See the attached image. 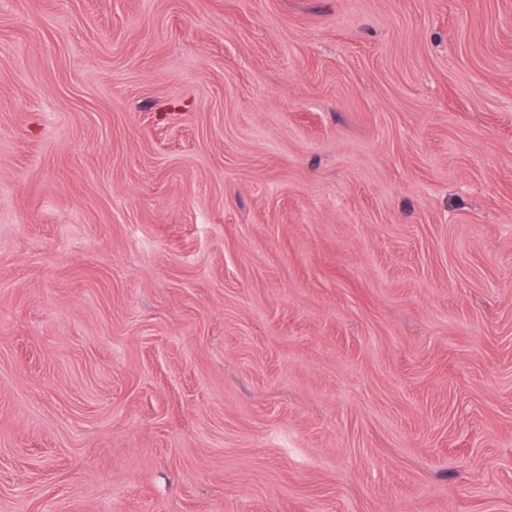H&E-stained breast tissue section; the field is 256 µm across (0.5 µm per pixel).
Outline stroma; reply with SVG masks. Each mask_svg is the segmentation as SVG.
Wrapping results in <instances>:
<instances>
[{"mask_svg": "<svg viewBox=\"0 0 512 512\" xmlns=\"http://www.w3.org/2000/svg\"><path fill=\"white\" fill-rule=\"evenodd\" d=\"M0 512H512V0H0Z\"/></svg>", "mask_w": 512, "mask_h": 512, "instance_id": "obj_1", "label": "stroma"}]
</instances>
